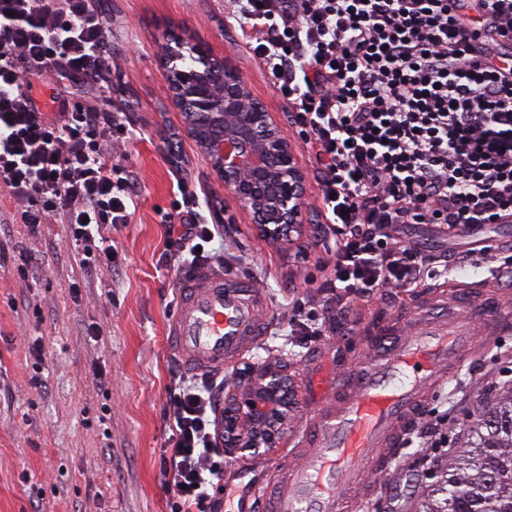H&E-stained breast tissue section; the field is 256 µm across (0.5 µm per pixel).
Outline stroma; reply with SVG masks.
Wrapping results in <instances>:
<instances>
[{"label": "stroma", "mask_w": 512, "mask_h": 512, "mask_svg": "<svg viewBox=\"0 0 512 512\" xmlns=\"http://www.w3.org/2000/svg\"><path fill=\"white\" fill-rule=\"evenodd\" d=\"M112 32L113 111L130 123L126 140L111 147L139 186L131 223L108 237L118 251L112 269L84 274L67 238L51 220L30 232L24 202L0 187V512H170L161 455L170 434L166 388L182 373L165 328L177 308V265L165 264L167 215L183 211L176 188L184 180L199 198L207 221L215 210L232 214L223 238L206 249L205 263L251 279L259 288L269 332L251 344L241 366L288 359L300 406L288 418L284 441L234 464L273 477L270 461L286 453L310 424L337 375L354 370L376 321L429 303L436 291L418 288L352 299L340 334L312 342L292 330L297 303L332 311L324 287L330 276L325 235L312 234L305 250L274 245L237 209L209 161L182 131L183 119L166 96L162 44L177 37L228 57L289 136L297 130L287 100L247 48L225 0H94ZM31 257L19 275L16 256ZM99 328L98 338L87 331ZM42 343V389L29 384V349ZM106 366L109 387L93 369ZM512 389V335L477 346L448 380L425 394L423 422L447 434L445 448L414 439L394 451L387 475L365 474L344 512H419L421 493L448 465L479 411ZM430 460L423 469L422 460Z\"/></svg>", "instance_id": "35a3bbf8"}]
</instances>
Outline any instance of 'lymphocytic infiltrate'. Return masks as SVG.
I'll list each match as a JSON object with an SVG mask.
<instances>
[{
    "label": "lymphocytic infiltrate",
    "mask_w": 512,
    "mask_h": 512,
    "mask_svg": "<svg viewBox=\"0 0 512 512\" xmlns=\"http://www.w3.org/2000/svg\"><path fill=\"white\" fill-rule=\"evenodd\" d=\"M237 27L293 107L317 163L323 229L336 237L327 288L337 302L434 278L437 257L407 239L426 224L456 237L512 223V0H231ZM112 37L92 0H0V186L21 221L59 218L86 274L118 254L102 227L130 223L137 183L107 152L127 132L105 112ZM93 87L96 101L48 120L44 76ZM215 225L168 235L165 257L195 267ZM219 377L173 376L162 467L171 512H221Z\"/></svg>",
    "instance_id": "f902f5d3"
}]
</instances>
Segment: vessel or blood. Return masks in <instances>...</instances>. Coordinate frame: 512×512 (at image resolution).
I'll return each instance as SVG.
<instances>
[{
	"label": "vessel or blood",
	"instance_id": "1",
	"mask_svg": "<svg viewBox=\"0 0 512 512\" xmlns=\"http://www.w3.org/2000/svg\"><path fill=\"white\" fill-rule=\"evenodd\" d=\"M179 303L167 334L180 362L220 371L266 333L252 280L215 266L179 278ZM383 346L342 376L317 418V434L285 482L238 490L230 512H340V491L368 471H384L387 450L412 424L424 393L488 336L512 334V313L487 295L466 305L418 308L415 324L380 323Z\"/></svg>",
	"mask_w": 512,
	"mask_h": 512
}]
</instances>
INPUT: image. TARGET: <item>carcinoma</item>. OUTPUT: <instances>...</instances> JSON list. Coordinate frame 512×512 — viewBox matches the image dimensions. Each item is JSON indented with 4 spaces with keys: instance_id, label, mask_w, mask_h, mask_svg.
I'll return each instance as SVG.
<instances>
[{
    "instance_id": "obj_1",
    "label": "carcinoma",
    "mask_w": 512,
    "mask_h": 512,
    "mask_svg": "<svg viewBox=\"0 0 512 512\" xmlns=\"http://www.w3.org/2000/svg\"><path fill=\"white\" fill-rule=\"evenodd\" d=\"M473 434L420 512H512V392L477 416Z\"/></svg>"
}]
</instances>
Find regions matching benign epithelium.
<instances>
[{
  "instance_id": "obj_1",
  "label": "benign epithelium",
  "mask_w": 512,
  "mask_h": 512,
  "mask_svg": "<svg viewBox=\"0 0 512 512\" xmlns=\"http://www.w3.org/2000/svg\"><path fill=\"white\" fill-rule=\"evenodd\" d=\"M194 65L182 64L184 55ZM168 94L187 119L184 132L208 156L224 189L272 244L306 246L307 176L298 145L256 98L226 57L197 43L164 45ZM288 366H252L224 401V443L230 455L277 447L291 406Z\"/></svg>"
}]
</instances>
